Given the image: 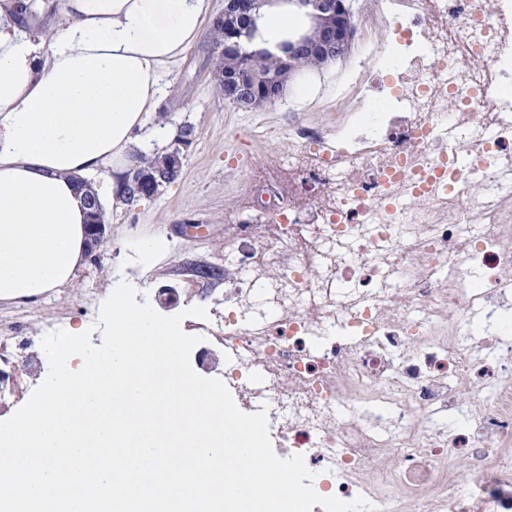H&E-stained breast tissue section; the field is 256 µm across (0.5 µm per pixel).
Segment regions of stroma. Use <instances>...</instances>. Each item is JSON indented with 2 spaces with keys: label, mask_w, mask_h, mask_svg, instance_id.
Returning a JSON list of instances; mask_svg holds the SVG:
<instances>
[{
  "label": "stroma",
  "mask_w": 512,
  "mask_h": 512,
  "mask_svg": "<svg viewBox=\"0 0 512 512\" xmlns=\"http://www.w3.org/2000/svg\"><path fill=\"white\" fill-rule=\"evenodd\" d=\"M211 68L209 44L202 39L158 77L162 96L149 124L193 130L179 177L155 197L131 206L115 203L104 239L71 283L35 304L0 302V338L15 352L42 356L41 340L56 325L91 329L102 305L99 295L111 282L130 283L137 303H150L162 315L183 314V331L199 334L200 320L188 310L210 308L224 293V226L238 200L242 171L287 150L294 124L332 131L346 124L349 113L325 109L315 100H335L351 69L361 70L372 86L384 77L354 46L344 58L295 72L281 99L245 112L217 91ZM262 125L277 129L278 139L256 140ZM149 238L162 247L145 264L137 246Z\"/></svg>",
  "instance_id": "stroma-1"
}]
</instances>
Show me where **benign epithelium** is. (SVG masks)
Wrapping results in <instances>:
<instances>
[{
	"label": "benign epithelium",
	"instance_id": "obj_1",
	"mask_svg": "<svg viewBox=\"0 0 512 512\" xmlns=\"http://www.w3.org/2000/svg\"><path fill=\"white\" fill-rule=\"evenodd\" d=\"M266 2L268 0H224V13L215 19L214 24L223 25L224 15L228 13L243 16L253 22L257 16L255 8ZM289 4L309 14L315 23V29L311 33L288 40V49L283 58L285 66L292 65L298 56L306 53H322L327 56L352 39V30L346 25V18L351 16L346 0H289ZM244 36V29L231 33L223 47L214 49L212 61H217L226 51L237 50ZM283 90L281 85L248 74L238 72L224 75V97L241 109L250 108L256 100L275 101L282 96ZM190 143L189 130H180L175 146L165 157L145 168L137 165L125 177L124 195L150 198L158 194L159 185L178 176L185 160L184 150ZM86 199L93 210L87 223L89 250L92 251L104 238L107 225L96 218L95 195L88 194Z\"/></svg>",
	"mask_w": 512,
	"mask_h": 512
}]
</instances>
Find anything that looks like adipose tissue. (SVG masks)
I'll list each match as a JSON object with an SVG mask.
<instances>
[{"label":"adipose tissue","mask_w":512,"mask_h":512,"mask_svg":"<svg viewBox=\"0 0 512 512\" xmlns=\"http://www.w3.org/2000/svg\"><path fill=\"white\" fill-rule=\"evenodd\" d=\"M31 33L0 0V301L33 304L69 284L88 254L79 178L116 195L144 145L174 138L148 127L159 71L201 37L213 0H48ZM288 0H270L246 41L280 52L293 29Z\"/></svg>","instance_id":"adipose-tissue-1"}]
</instances>
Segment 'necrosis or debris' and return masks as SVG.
<instances>
[{
	"label": "necrosis or debris",
	"instance_id": "necrosis-or-debris-1",
	"mask_svg": "<svg viewBox=\"0 0 512 512\" xmlns=\"http://www.w3.org/2000/svg\"><path fill=\"white\" fill-rule=\"evenodd\" d=\"M393 84L247 169L202 329L322 496L484 512L512 478V0H358ZM468 446L466 462L456 450Z\"/></svg>",
	"mask_w": 512,
	"mask_h": 512
}]
</instances>
